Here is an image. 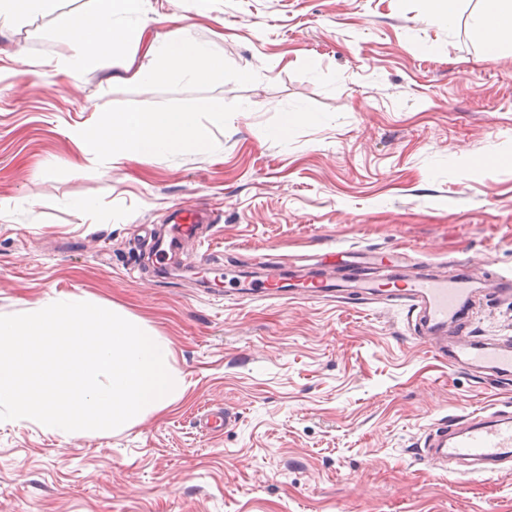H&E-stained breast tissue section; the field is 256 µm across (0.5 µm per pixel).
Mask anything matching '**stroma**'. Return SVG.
<instances>
[{"label": "stroma", "instance_id": "1", "mask_svg": "<svg viewBox=\"0 0 512 512\" xmlns=\"http://www.w3.org/2000/svg\"><path fill=\"white\" fill-rule=\"evenodd\" d=\"M150 2L149 35L188 28L223 79L67 71L84 48L62 26L90 0L0 33V315L60 295L116 309L169 341L184 390L96 437L1 421L0 512H512V475L452 476L418 452L451 417L512 412V379L449 367L382 299L230 291L260 259L380 252L410 275L465 271L473 336L512 340V303L488 294L512 272V46L485 59L479 0L452 27L425 0ZM184 108L203 151L115 167L71 136ZM297 111L315 118L284 125ZM178 207L205 216L209 287L149 258ZM218 408L236 423L203 432Z\"/></svg>", "mask_w": 512, "mask_h": 512}]
</instances>
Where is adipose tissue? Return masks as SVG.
Instances as JSON below:
<instances>
[{"mask_svg":"<svg viewBox=\"0 0 512 512\" xmlns=\"http://www.w3.org/2000/svg\"><path fill=\"white\" fill-rule=\"evenodd\" d=\"M148 5L149 0H91L88 10L71 15L64 33L69 40L85 46L87 52L69 58L67 69L81 70L92 58L104 68L118 66L130 71L131 81L145 86L173 74L200 82L223 78V60L185 31L159 39L147 34L145 24L130 28L116 23L117 14L125 11L143 15ZM475 26L485 58H496L502 45L512 43V0H480ZM133 45L153 56L154 65L131 69L126 54ZM74 138L86 157H105L113 163L136 155L199 152L206 147L193 110L116 112L106 123L75 130Z\"/></svg>","mask_w":512,"mask_h":512,"instance_id":"1","label":"adipose tissue"}]
</instances>
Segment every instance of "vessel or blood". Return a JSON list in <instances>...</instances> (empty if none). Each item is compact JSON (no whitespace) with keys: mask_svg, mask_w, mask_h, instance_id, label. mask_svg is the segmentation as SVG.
Returning <instances> with one entry per match:
<instances>
[{"mask_svg":"<svg viewBox=\"0 0 512 512\" xmlns=\"http://www.w3.org/2000/svg\"><path fill=\"white\" fill-rule=\"evenodd\" d=\"M199 226L196 213L181 209L175 214L170 231L156 235L153 257L164 264L183 251ZM266 296L292 299L334 297L349 305H361L371 297L385 295L388 301L406 304L415 316V326L432 335L448 332L464 301L471 295L465 275L435 278L424 274L407 275L391 269L388 261L378 260L374 276L334 279L323 270H308L284 280L276 274L264 275ZM452 364L476 373L492 372L512 376V345L487 343L474 337L456 341L450 349ZM423 454L432 464L456 463L472 472L494 474L500 465L512 461V414L479 412L458 417L455 423L429 431Z\"/></svg>","mask_w":512,"mask_h":512,"instance_id":"b4317fda","label":"vessel or blood"}]
</instances>
